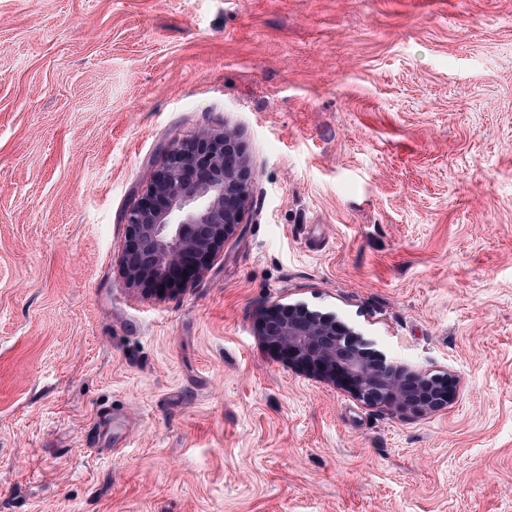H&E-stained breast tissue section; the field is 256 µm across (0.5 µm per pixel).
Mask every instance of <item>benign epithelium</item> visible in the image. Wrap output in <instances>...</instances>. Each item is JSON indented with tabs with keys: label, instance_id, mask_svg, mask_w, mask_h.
Wrapping results in <instances>:
<instances>
[{
	"label": "benign epithelium",
	"instance_id": "obj_1",
	"mask_svg": "<svg viewBox=\"0 0 512 512\" xmlns=\"http://www.w3.org/2000/svg\"><path fill=\"white\" fill-rule=\"evenodd\" d=\"M251 171L231 129H201L170 149L126 215L118 263L130 288L187 287L241 223ZM260 333L289 366L348 388L399 416L441 410L454 399L449 377L401 370L382 354L365 355L343 323L305 304L273 305Z\"/></svg>",
	"mask_w": 512,
	"mask_h": 512
}]
</instances>
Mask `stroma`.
Instances as JSON below:
<instances>
[{
    "instance_id": "35a3bbf8",
    "label": "stroma",
    "mask_w": 512,
    "mask_h": 512,
    "mask_svg": "<svg viewBox=\"0 0 512 512\" xmlns=\"http://www.w3.org/2000/svg\"><path fill=\"white\" fill-rule=\"evenodd\" d=\"M227 127L242 224L126 287L151 170ZM298 302L455 399L286 366ZM0 512H512V0H0Z\"/></svg>"
}]
</instances>
